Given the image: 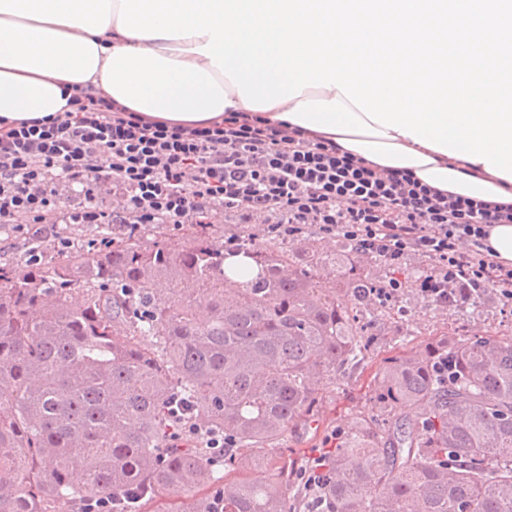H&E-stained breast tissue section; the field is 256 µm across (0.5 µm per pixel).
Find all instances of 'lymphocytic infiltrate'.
I'll return each mask as SVG.
<instances>
[{
    "label": "lymphocytic infiltrate",
    "instance_id": "1",
    "mask_svg": "<svg viewBox=\"0 0 512 512\" xmlns=\"http://www.w3.org/2000/svg\"><path fill=\"white\" fill-rule=\"evenodd\" d=\"M65 118L0 125V224L40 244L70 248L60 224L211 223L224 212L236 224L264 225L291 242L309 229L349 241L381 260L390 276L366 290L375 303L396 301L411 253L433 270L417 281L429 301L464 307L479 286L512 306V266L485 240L492 224H512V206L444 193L406 170H380L309 132L286 130L259 115L225 113L205 127L168 125L84 89L67 96ZM80 187L78 206L61 191ZM122 200L103 205L105 192Z\"/></svg>",
    "mask_w": 512,
    "mask_h": 512
}]
</instances>
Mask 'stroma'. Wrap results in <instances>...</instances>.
<instances>
[{
	"mask_svg": "<svg viewBox=\"0 0 512 512\" xmlns=\"http://www.w3.org/2000/svg\"><path fill=\"white\" fill-rule=\"evenodd\" d=\"M403 315L384 317L368 330L369 348L359 368L343 373L321 394L315 429L289 428L283 441L285 448L302 454L324 447L327 439L354 430L360 415L382 422L374 407L369 385L383 358L400 351L417 348L442 331H456L469 337L492 335L512 337V316L505 314L495 293L463 308L438 307L424 299L416 288H405L398 301Z\"/></svg>",
	"mask_w": 512,
	"mask_h": 512,
	"instance_id": "1",
	"label": "stroma"
}]
</instances>
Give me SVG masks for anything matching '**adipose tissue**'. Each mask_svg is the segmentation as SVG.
<instances>
[{
  "mask_svg": "<svg viewBox=\"0 0 512 512\" xmlns=\"http://www.w3.org/2000/svg\"><path fill=\"white\" fill-rule=\"evenodd\" d=\"M120 0H0V120L66 112L65 86L92 88L132 111L188 127L246 106L228 77L198 54L207 37H129L117 28ZM332 140L381 168L411 171L445 192L512 204V181L373 123L338 89L305 88L265 111Z\"/></svg>",
  "mask_w": 512,
  "mask_h": 512,
  "instance_id": "ef3b65f1",
  "label": "adipose tissue"
}]
</instances>
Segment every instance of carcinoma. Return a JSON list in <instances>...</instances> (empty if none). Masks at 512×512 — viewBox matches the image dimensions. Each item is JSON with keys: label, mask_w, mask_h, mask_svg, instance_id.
Segmentation results:
<instances>
[{"label": "carcinoma", "mask_w": 512, "mask_h": 512, "mask_svg": "<svg viewBox=\"0 0 512 512\" xmlns=\"http://www.w3.org/2000/svg\"><path fill=\"white\" fill-rule=\"evenodd\" d=\"M237 252L258 268L243 288L225 287L204 224L178 250L122 240L0 263V512L131 494L134 512L162 498L165 512H294L290 481L303 512H512V339L443 332L384 359L372 401L386 426L360 419L308 465L310 485L280 444L366 350L357 312L374 279L343 241L305 259L286 241ZM328 266L337 294L318 285ZM198 418L234 439L222 471L199 436L171 441ZM259 466L273 477L252 481Z\"/></svg>", "instance_id": "1"}]
</instances>
